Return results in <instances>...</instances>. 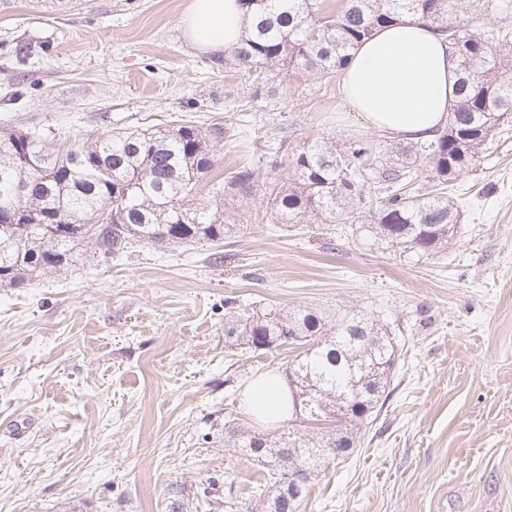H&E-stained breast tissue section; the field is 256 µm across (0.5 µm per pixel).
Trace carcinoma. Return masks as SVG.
Masks as SVG:
<instances>
[{"label":"carcinoma","instance_id":"obj_1","mask_svg":"<svg viewBox=\"0 0 512 512\" xmlns=\"http://www.w3.org/2000/svg\"><path fill=\"white\" fill-rule=\"evenodd\" d=\"M251 19L241 42L224 51V68L242 75L279 69L292 77L330 79L377 28L405 16L448 39L459 70L460 100L448 128L425 142L392 149L354 141L343 151L315 141L294 153L291 169L269 193L278 224H360L372 246L425 259L448 248L460 212L449 182L480 162L486 143L512 114V79L503 77V44L457 22L459 0H241ZM227 128L172 124L104 133L62 153L39 148L34 134L0 126V287L22 288L76 263L93 243L107 258L147 245H220L241 230L220 204L189 195L216 164ZM433 173L420 186L422 167ZM371 184L375 191H366ZM22 193H16L17 187ZM254 171L240 169L214 188L235 201L256 194ZM224 336L241 354L263 346L304 348L289 366L306 420L329 424L322 437L300 431L251 434L228 442L263 464L251 512H299L312 479L334 449L356 448L359 424L389 396L397 359L387 324L359 315L332 324L307 308L276 305L257 314L224 300Z\"/></svg>","mask_w":512,"mask_h":512}]
</instances>
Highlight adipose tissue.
<instances>
[{"label": "adipose tissue", "mask_w": 512, "mask_h": 512, "mask_svg": "<svg viewBox=\"0 0 512 512\" xmlns=\"http://www.w3.org/2000/svg\"><path fill=\"white\" fill-rule=\"evenodd\" d=\"M183 23L196 48L215 53L235 45L247 25L238 0H188ZM457 82L447 42L416 19L382 28L360 45L340 80L344 103L364 127L405 142L447 126L459 100ZM247 401L266 423L285 420L291 410L288 389L275 374L255 380Z\"/></svg>", "instance_id": "obj_1"}]
</instances>
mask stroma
Masks as SVG:
<instances>
[{
	"mask_svg": "<svg viewBox=\"0 0 512 512\" xmlns=\"http://www.w3.org/2000/svg\"><path fill=\"white\" fill-rule=\"evenodd\" d=\"M187 0H10L0 41V122L48 152L171 121L228 129L192 192L242 166L256 196L228 204L244 228L223 246L136 243L68 271L0 288V512H246L256 464L229 430L293 355L226 347L224 300L361 311L396 326L391 394L345 462L329 464L300 512H512V131L455 182L457 239L414 261L366 245L357 225L273 224L267 189L303 142L379 141L344 109L340 80L265 73L260 83L195 48ZM460 25L512 33V0H461Z\"/></svg>",
	"mask_w": 512,
	"mask_h": 512,
	"instance_id": "35a3bbf8",
	"label": "stroma"
}]
</instances>
